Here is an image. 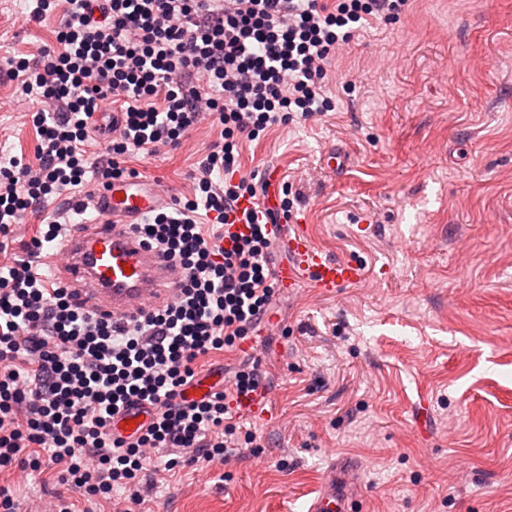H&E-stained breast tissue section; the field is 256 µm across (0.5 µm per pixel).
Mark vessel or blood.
Listing matches in <instances>:
<instances>
[{
    "mask_svg": "<svg viewBox=\"0 0 512 512\" xmlns=\"http://www.w3.org/2000/svg\"><path fill=\"white\" fill-rule=\"evenodd\" d=\"M169 199L167 188L157 180H113L95 192L93 219L78 225L58 252L43 257V264L54 269L98 314L111 318H128L172 301L181 270L145 245L132 229L134 222ZM279 237L291 258L279 270L281 287L292 291L306 280L317 292L330 294L361 282L364 272L359 265L328 258L312 244L303 225L281 226ZM147 420L146 412L133 410L116 418L112 428L131 436ZM353 474L350 468L330 470L308 512H350L357 496Z\"/></svg>",
    "mask_w": 512,
    "mask_h": 512,
    "instance_id": "b4317fda",
    "label": "vessel or blood"
}]
</instances>
